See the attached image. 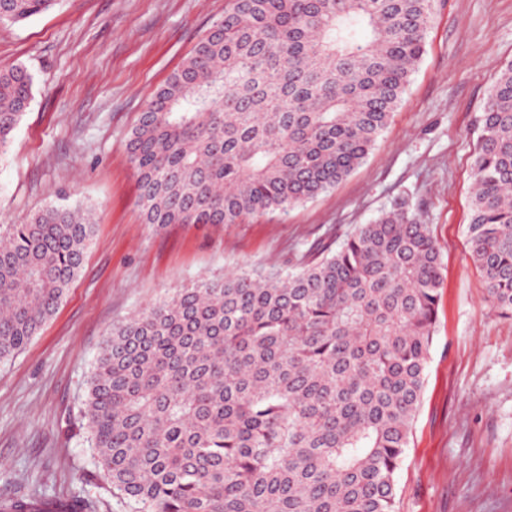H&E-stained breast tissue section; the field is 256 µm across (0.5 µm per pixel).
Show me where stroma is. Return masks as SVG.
<instances>
[{
  "mask_svg": "<svg viewBox=\"0 0 512 512\" xmlns=\"http://www.w3.org/2000/svg\"><path fill=\"white\" fill-rule=\"evenodd\" d=\"M225 0H59L0 24V65L33 77L0 157V225L49 204L96 214L53 316L0 362V501L114 495L83 427L87 381L113 324L174 290L247 267L294 270L317 244L398 206L431 225L445 265L426 385L395 512H512V319L497 315L467 244L481 112L512 63V0H445L388 128L333 189L243 224L143 223L125 142L154 91L224 15Z\"/></svg>",
  "mask_w": 512,
  "mask_h": 512,
  "instance_id": "obj_1",
  "label": "stroma"
}]
</instances>
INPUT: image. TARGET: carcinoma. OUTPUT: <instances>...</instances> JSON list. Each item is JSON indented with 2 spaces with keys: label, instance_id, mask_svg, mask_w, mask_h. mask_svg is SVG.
<instances>
[{
  "label": "carcinoma",
  "instance_id": "carcinoma-1",
  "mask_svg": "<svg viewBox=\"0 0 512 512\" xmlns=\"http://www.w3.org/2000/svg\"><path fill=\"white\" fill-rule=\"evenodd\" d=\"M59 0H0V22ZM437 0H226L125 150L143 222L241 224L359 166L425 53ZM32 96L0 68V156ZM467 227L512 317V64L479 119ZM95 225L49 205L0 228V361L54 314ZM444 265L402 208L297 269L207 278L112 326L83 404L112 492L137 512H395ZM0 512H83L23 501Z\"/></svg>",
  "mask_w": 512,
  "mask_h": 512
}]
</instances>
